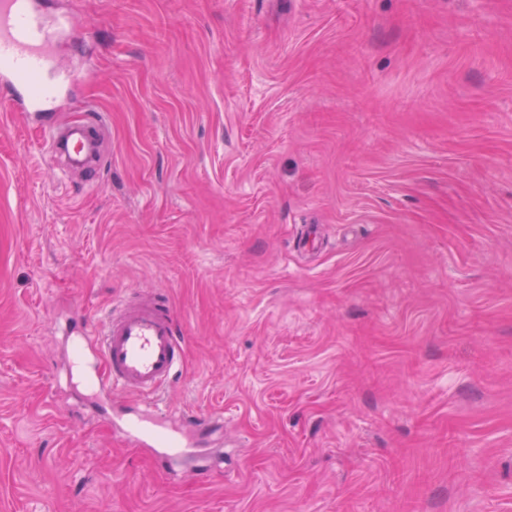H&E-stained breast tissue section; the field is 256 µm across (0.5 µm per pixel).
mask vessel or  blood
Instances as JSON below:
<instances>
[{"label":"vessel or blood","mask_w":512,"mask_h":512,"mask_svg":"<svg viewBox=\"0 0 512 512\" xmlns=\"http://www.w3.org/2000/svg\"><path fill=\"white\" fill-rule=\"evenodd\" d=\"M75 37L69 17L48 13L37 0H0V80L29 87L14 99V106L39 111L56 99L62 77L56 49L60 41ZM104 131L103 119L89 116L67 132L49 131L47 138L53 156L68 158L91 183L98 169L89 165L88 155ZM94 357L93 381L100 392L138 396L141 415L166 414L162 392L184 359L167 296L157 291L108 315L95 334Z\"/></svg>","instance_id":"obj_1"}]
</instances>
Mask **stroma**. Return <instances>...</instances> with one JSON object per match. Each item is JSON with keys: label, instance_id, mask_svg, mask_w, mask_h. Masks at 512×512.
Wrapping results in <instances>:
<instances>
[{"label": "stroma", "instance_id": "obj_1", "mask_svg": "<svg viewBox=\"0 0 512 512\" xmlns=\"http://www.w3.org/2000/svg\"><path fill=\"white\" fill-rule=\"evenodd\" d=\"M59 123L0 82V512H512V0H41ZM165 291L164 474L74 345ZM105 123L101 117L89 116L76 125L69 127L65 133H56L51 127L45 138L50 141L54 157L64 156L84 172V181L94 183L97 172L101 169L88 164V155L95 144L102 139Z\"/></svg>", "mask_w": 512, "mask_h": 512}]
</instances>
